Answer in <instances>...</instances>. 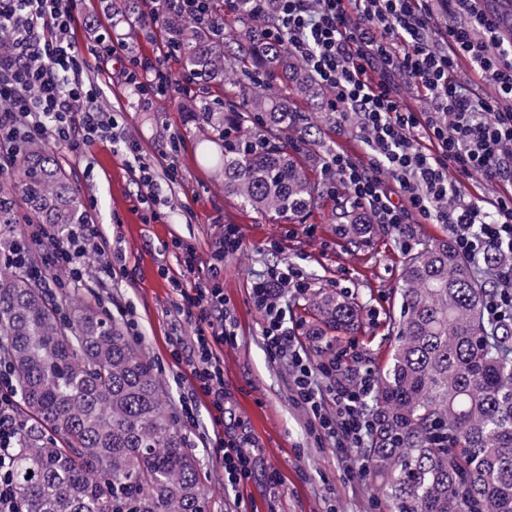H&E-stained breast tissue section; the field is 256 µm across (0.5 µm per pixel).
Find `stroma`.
Returning <instances> with one entry per match:
<instances>
[{
    "label": "stroma",
    "instance_id": "1",
    "mask_svg": "<svg viewBox=\"0 0 512 512\" xmlns=\"http://www.w3.org/2000/svg\"><path fill=\"white\" fill-rule=\"evenodd\" d=\"M74 38L90 48L96 38L123 40L128 57L149 60L153 67L178 76L177 59L164 58L166 27L144 36L141 12L114 9L112 0H79ZM98 90L105 112L121 111L125 136L140 142L156 169L161 201L148 211L147 187L135 175L136 161L117 144L97 143L82 150L54 144L59 166L77 184L90 218L98 224L97 244L105 254L120 253L125 271L108 286L94 277L52 289L54 297L75 295L119 324L152 363L162 384L170 414L177 421L185 446L196 458L207 512H383L369 475L360 474L355 449L336 448L310 431L307 414L293 400L292 376L286 360L271 356L263 346L262 316L250 297V283L266 267L293 261L303 270L309 288L282 300L288 324L298 328L311 356L328 361L336 350L348 349L354 367L381 370L395 343L400 318L405 253L397 230L370 225L358 243L339 232L335 211L344 196H328L307 214L273 222L241 207L225 195L224 181L200 161L203 144L187 134V117L171 99L141 104L126 82L122 67L91 62L85 73ZM318 152L360 150L355 120L336 123L326 102L305 107ZM177 178H169V168ZM241 228L242 247L224 259V298L237 334L221 345L224 360V418L215 420L208 399L192 392L190 369L176 364L171 351L192 347L195 326L180 317L176 296L160 268L181 271L165 242L180 238L193 245L197 264L191 282L205 281L215 241L223 225ZM338 294L361 307L356 330L327 331L315 346L310 331L317 324L316 298ZM194 396L196 421L182 416L181 403ZM236 441L254 459L249 479L227 487L224 465L213 436Z\"/></svg>",
    "mask_w": 512,
    "mask_h": 512
}]
</instances>
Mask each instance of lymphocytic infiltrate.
<instances>
[{
	"label": "lymphocytic infiltrate",
	"instance_id": "1",
	"mask_svg": "<svg viewBox=\"0 0 512 512\" xmlns=\"http://www.w3.org/2000/svg\"><path fill=\"white\" fill-rule=\"evenodd\" d=\"M448 17L420 0H276L275 36L288 45L330 91L337 119L355 115L368 161L345 151L330 154L322 173L335 181L352 203L368 208L376 223L401 229L405 224L447 225L458 252L479 255L487 244L512 247V193L489 204L459 200V184L448 178L512 182V39L504 40L494 15L476 11L473 0H442ZM71 0H0V169L14 160L13 149L31 139L51 138L73 148L88 147L105 130L118 128L105 116L97 93L83 74L87 59L70 38ZM469 60L496 96L485 97L461 80L460 60ZM412 83L419 107L405 104L394 75ZM436 145L423 150L420 137ZM98 236L94 223L78 224L67 235L51 225L26 224L12 242L7 261L32 278L65 271L78 280L85 257ZM41 246L32 262L33 246ZM242 246L237 225H225L212 255L210 274L185 288L170 278L181 297L179 312L196 326L186 361L194 384L209 398L212 411L224 410V369L216 352L236 334L224 315V258ZM301 272L289 263L257 275L252 300L263 316L267 351L287 359L295 402L307 411L320 438L342 448H360L372 420L366 406L376 380L370 370L350 366L347 350L314 365L294 328L285 321L286 291H305ZM12 368L0 359V512H20L11 476L17 440Z\"/></svg>",
	"mask_w": 512,
	"mask_h": 512
}]
</instances>
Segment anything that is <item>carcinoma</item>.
Instances as JSON below:
<instances>
[{"instance_id":"obj_1","label":"carcinoma","mask_w":512,"mask_h":512,"mask_svg":"<svg viewBox=\"0 0 512 512\" xmlns=\"http://www.w3.org/2000/svg\"><path fill=\"white\" fill-rule=\"evenodd\" d=\"M213 0L214 22L171 18L169 41L191 127L206 134L203 157L224 192L273 220L308 212L319 194L289 135H309L302 111L323 87L287 41L271 38L274 0L254 17L251 0ZM232 37L215 34L224 8ZM224 85V97L208 90ZM11 185L38 224L63 231L87 215L53 150L21 144ZM344 234L357 242L368 213L342 207ZM20 223L0 190V237ZM508 256L495 248L464 258L448 241L415 249L404 263L402 320L388 367L373 393V432L363 449L387 512H512V322L489 319L492 285L480 265ZM71 309L72 319L60 309ZM319 322L351 330L357 306L325 294ZM0 341L20 400L12 476L23 512H205L200 476L149 360L122 329L70 297L54 302L26 272L0 266ZM33 475H28V472Z\"/></svg>"}]
</instances>
